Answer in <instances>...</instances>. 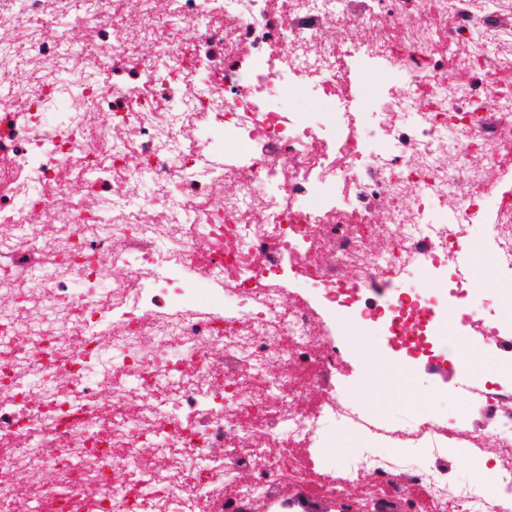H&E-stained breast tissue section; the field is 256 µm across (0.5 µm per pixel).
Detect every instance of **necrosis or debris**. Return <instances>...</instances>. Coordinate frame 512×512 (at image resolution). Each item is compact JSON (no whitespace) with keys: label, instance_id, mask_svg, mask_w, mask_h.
Listing matches in <instances>:
<instances>
[{"label":"necrosis or debris","instance_id":"necrosis-or-debris-1","mask_svg":"<svg viewBox=\"0 0 512 512\" xmlns=\"http://www.w3.org/2000/svg\"><path fill=\"white\" fill-rule=\"evenodd\" d=\"M126 5L0 0V293L16 298L0 311V512L18 473L37 512H289L285 476L339 512H512V320L465 313L463 262L480 228L512 288V0ZM335 22L363 39L337 43ZM364 65L389 80L361 97L348 74ZM297 94L334 109L294 112ZM75 171L95 208L57 207ZM145 179L154 196L133 200ZM451 308L495 362L491 389L459 365L482 426L350 399L328 312L405 371L449 352ZM331 426L418 454L325 462ZM458 443L499 460L492 485L456 479Z\"/></svg>","mask_w":512,"mask_h":512}]
</instances>
